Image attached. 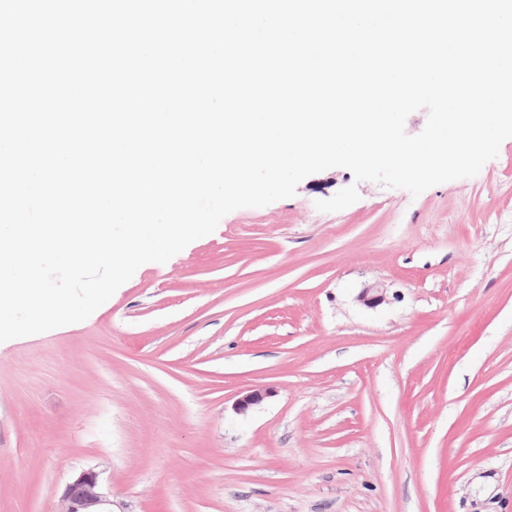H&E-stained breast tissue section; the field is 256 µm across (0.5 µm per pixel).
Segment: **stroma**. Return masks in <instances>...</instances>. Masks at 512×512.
I'll return each instance as SVG.
<instances>
[{
	"label": "stroma",
	"mask_w": 512,
	"mask_h": 512,
	"mask_svg": "<svg viewBox=\"0 0 512 512\" xmlns=\"http://www.w3.org/2000/svg\"><path fill=\"white\" fill-rule=\"evenodd\" d=\"M91 468L119 512H512V138L416 197L310 175L0 342V512Z\"/></svg>",
	"instance_id": "stroma-1"
}]
</instances>
